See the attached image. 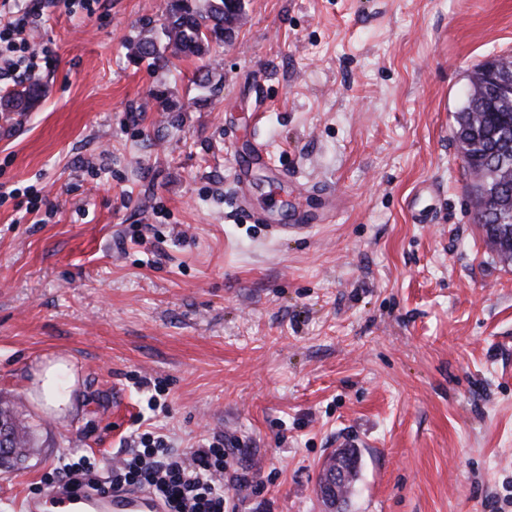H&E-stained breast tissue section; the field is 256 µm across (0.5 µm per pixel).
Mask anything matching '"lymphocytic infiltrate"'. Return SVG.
Listing matches in <instances>:
<instances>
[{
  "mask_svg": "<svg viewBox=\"0 0 512 512\" xmlns=\"http://www.w3.org/2000/svg\"><path fill=\"white\" fill-rule=\"evenodd\" d=\"M23 19L0 22V80L19 72L34 73L40 55L31 47H17L15 36ZM140 450L115 467L106 478L112 488H146L161 500L166 512H229L224 493V459L229 451L221 438L202 439L189 452L179 454L160 435L138 436Z\"/></svg>",
  "mask_w": 512,
  "mask_h": 512,
  "instance_id": "f902f5d3",
  "label": "lymphocytic infiltrate"
}]
</instances>
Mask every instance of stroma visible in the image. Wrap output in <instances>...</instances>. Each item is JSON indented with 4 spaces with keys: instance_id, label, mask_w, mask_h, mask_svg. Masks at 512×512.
I'll return each mask as SVG.
<instances>
[{
    "instance_id": "1",
    "label": "stroma",
    "mask_w": 512,
    "mask_h": 512,
    "mask_svg": "<svg viewBox=\"0 0 512 512\" xmlns=\"http://www.w3.org/2000/svg\"><path fill=\"white\" fill-rule=\"evenodd\" d=\"M167 3L26 28L47 94L0 112V185L53 212L0 203V404L35 441L0 468V512L69 451L107 476L146 379L172 448L239 442L236 512H326L347 443L349 512H512V263L454 138L474 66L512 55V0H244L231 40L155 70L131 46ZM255 213L311 228L274 239ZM51 361L60 412L34 390ZM2 188V186H1ZM0 188V202L6 199H18L19 197H23L25 201H19L16 206L18 208H22L23 203H26L25 211L26 213L32 212L35 208H40L42 204H46L45 198L40 195V191L35 189L33 186H27L23 189L21 188H13L9 192L2 191ZM345 477L346 472L343 468H340L338 471L335 464L328 465L327 461L322 475V482L319 484V492L328 501L331 507L330 511H336V497L334 496L336 493V482L345 479ZM332 501L333 504L331 505Z\"/></svg>"
}]
</instances>
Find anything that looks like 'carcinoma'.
<instances>
[{
  "instance_id": "carcinoma-1",
  "label": "carcinoma",
  "mask_w": 512,
  "mask_h": 512,
  "mask_svg": "<svg viewBox=\"0 0 512 512\" xmlns=\"http://www.w3.org/2000/svg\"><path fill=\"white\" fill-rule=\"evenodd\" d=\"M242 5L228 0H206L200 8L196 0H169L162 23L163 50L154 40L133 44L139 61L149 60L156 69L175 66L183 58H202L214 44L221 45L239 19ZM45 95L43 84L31 79L0 98V112L21 115L35 108ZM468 105L454 116V131L462 146L464 168L473 177L471 194L487 241L506 261L512 260V178L502 175L512 170V98L494 96L481 83L470 80ZM0 423L7 428L9 454L0 455V465L26 456L33 444L30 426L11 409L0 408Z\"/></svg>"
}]
</instances>
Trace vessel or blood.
I'll return each mask as SVG.
<instances>
[{
  "label": "vessel or blood",
  "instance_id": "1",
  "mask_svg": "<svg viewBox=\"0 0 512 512\" xmlns=\"http://www.w3.org/2000/svg\"><path fill=\"white\" fill-rule=\"evenodd\" d=\"M151 493L127 488L86 491L57 487L26 500L23 512H164Z\"/></svg>",
  "mask_w": 512,
  "mask_h": 512
}]
</instances>
